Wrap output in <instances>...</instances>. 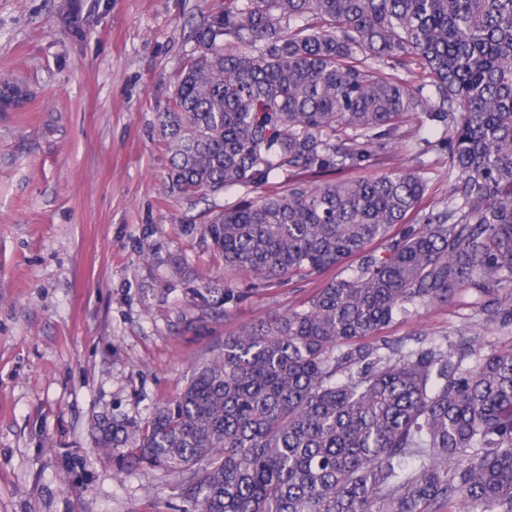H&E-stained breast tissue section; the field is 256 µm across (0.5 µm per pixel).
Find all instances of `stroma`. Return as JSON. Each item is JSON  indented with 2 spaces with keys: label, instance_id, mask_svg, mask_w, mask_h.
I'll list each match as a JSON object with an SVG mask.
<instances>
[{
  "label": "stroma",
  "instance_id": "35a3bbf8",
  "mask_svg": "<svg viewBox=\"0 0 512 512\" xmlns=\"http://www.w3.org/2000/svg\"><path fill=\"white\" fill-rule=\"evenodd\" d=\"M222 0H0V512H192L184 477L123 470L94 444L99 422L145 420L225 336L300 307L332 272L266 283L225 266L199 226L253 196L185 197L165 179L157 117ZM443 126L417 116L395 151L351 169L410 168L427 202L448 196ZM239 298L217 304L206 280ZM386 340L422 337L512 351L465 293L399 315Z\"/></svg>",
  "mask_w": 512,
  "mask_h": 512
}]
</instances>
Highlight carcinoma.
Instances as JSON below:
<instances>
[{
    "label": "carcinoma",
    "mask_w": 512,
    "mask_h": 512,
    "mask_svg": "<svg viewBox=\"0 0 512 512\" xmlns=\"http://www.w3.org/2000/svg\"><path fill=\"white\" fill-rule=\"evenodd\" d=\"M194 42L159 117L169 188L257 192L203 237L264 281L357 265L99 450L190 474L194 512H512V352L378 338L465 292L512 325V0H224ZM405 58L416 84L384 73ZM417 114L448 129L443 208L410 169L339 176Z\"/></svg>",
    "instance_id": "1"
}]
</instances>
